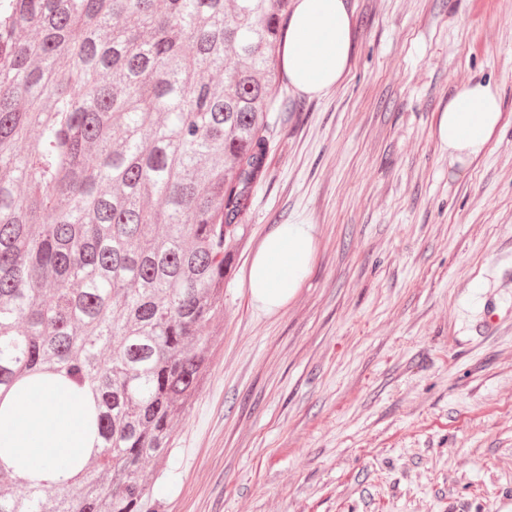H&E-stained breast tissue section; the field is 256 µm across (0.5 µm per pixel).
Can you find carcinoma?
Here are the masks:
<instances>
[{"label":"carcinoma","instance_id":"obj_1","mask_svg":"<svg viewBox=\"0 0 512 512\" xmlns=\"http://www.w3.org/2000/svg\"><path fill=\"white\" fill-rule=\"evenodd\" d=\"M289 14L0 0V398L54 382L96 435L61 484L0 447V512H157L146 471L208 367Z\"/></svg>","mask_w":512,"mask_h":512}]
</instances>
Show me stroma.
<instances>
[{
  "label": "stroma",
  "mask_w": 512,
  "mask_h": 512,
  "mask_svg": "<svg viewBox=\"0 0 512 512\" xmlns=\"http://www.w3.org/2000/svg\"><path fill=\"white\" fill-rule=\"evenodd\" d=\"M352 3L340 85L279 81L288 109L153 481L160 512H512V0ZM474 79L503 119L453 166L435 116ZM299 220L311 269L264 312L244 272ZM488 303L498 323L476 333Z\"/></svg>",
  "instance_id": "stroma-1"
}]
</instances>
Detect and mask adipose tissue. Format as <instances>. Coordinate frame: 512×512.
Instances as JSON below:
<instances>
[{"label":"adipose tissue","mask_w":512,"mask_h":512,"mask_svg":"<svg viewBox=\"0 0 512 512\" xmlns=\"http://www.w3.org/2000/svg\"><path fill=\"white\" fill-rule=\"evenodd\" d=\"M354 12L349 0H295L285 30L280 67L299 93L321 97L338 87L349 72L353 52ZM502 122L499 91L470 81L439 112L434 133L451 163L466 164L486 150ZM314 258L310 224L277 225L260 243L246 271L253 300L266 312L284 307ZM10 409L0 420V447L24 449L30 473L42 480L64 478L63 462L87 450L81 423V401H69L60 390L41 386L6 396Z\"/></svg>","instance_id":"adipose-tissue-1"}]
</instances>
